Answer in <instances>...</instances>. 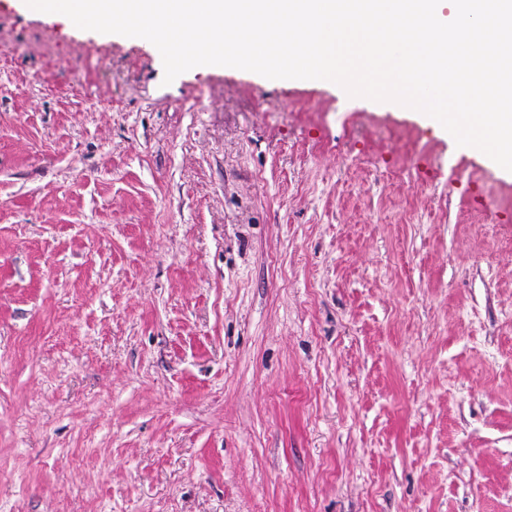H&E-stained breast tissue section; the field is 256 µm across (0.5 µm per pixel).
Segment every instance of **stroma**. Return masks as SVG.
<instances>
[{"mask_svg": "<svg viewBox=\"0 0 512 512\" xmlns=\"http://www.w3.org/2000/svg\"><path fill=\"white\" fill-rule=\"evenodd\" d=\"M0 10V512H512V172L338 85Z\"/></svg>", "mask_w": 512, "mask_h": 512, "instance_id": "1", "label": "stroma"}]
</instances>
